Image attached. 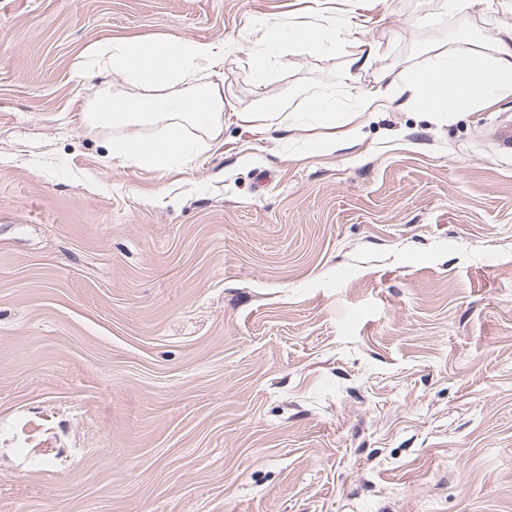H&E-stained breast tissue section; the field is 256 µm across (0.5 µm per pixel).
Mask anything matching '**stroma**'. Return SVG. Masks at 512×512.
Returning <instances> with one entry per match:
<instances>
[{"label":"stroma","instance_id":"35a3bbf8","mask_svg":"<svg viewBox=\"0 0 512 512\" xmlns=\"http://www.w3.org/2000/svg\"><path fill=\"white\" fill-rule=\"evenodd\" d=\"M330 7L335 50L261 82L257 19L313 0H0V512H512V97L339 141L355 92L512 0ZM167 35L225 44L234 110L150 171L84 124L86 51ZM357 39L388 52L335 83ZM299 91L335 123L235 118Z\"/></svg>","mask_w":512,"mask_h":512}]
</instances>
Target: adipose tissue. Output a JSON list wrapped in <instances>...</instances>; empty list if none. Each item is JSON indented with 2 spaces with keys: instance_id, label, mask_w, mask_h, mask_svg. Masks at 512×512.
Returning a JSON list of instances; mask_svg holds the SVG:
<instances>
[{
  "instance_id": "ef3b65f1",
  "label": "adipose tissue",
  "mask_w": 512,
  "mask_h": 512,
  "mask_svg": "<svg viewBox=\"0 0 512 512\" xmlns=\"http://www.w3.org/2000/svg\"><path fill=\"white\" fill-rule=\"evenodd\" d=\"M108 81L84 114L92 128H122L112 156L148 170L190 162L219 140L224 127V47L189 37L157 41L116 38L95 46ZM383 90L355 95L343 137L355 141L362 123L383 106L469 112L512 96V22L491 44L435 50L407 73H386Z\"/></svg>"
}]
</instances>
